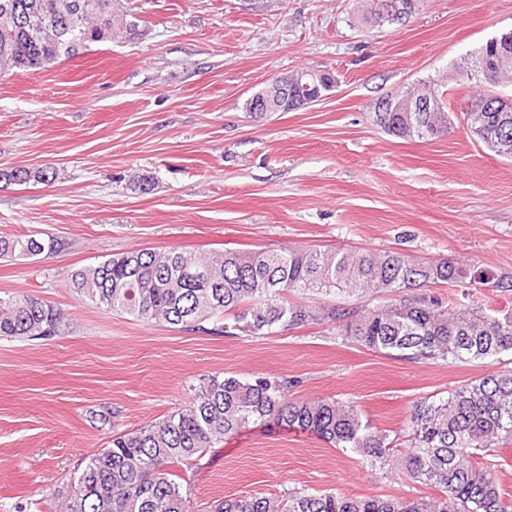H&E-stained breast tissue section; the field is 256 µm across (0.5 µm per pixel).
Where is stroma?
<instances>
[{"mask_svg": "<svg viewBox=\"0 0 512 512\" xmlns=\"http://www.w3.org/2000/svg\"><path fill=\"white\" fill-rule=\"evenodd\" d=\"M370 0H124L135 38L95 43L39 71L0 75V172L52 167V181H0V235L46 233L57 250L0 259V294L29 293L70 327L49 342L0 340V512H18L130 430L184 406L211 375L285 376L292 401L357 404L379 430L413 403L512 368V353L410 362L344 341L336 323L265 336L185 332L81 303L68 273L140 248L278 252L307 247L452 258L512 279V161L460 118L429 140L383 132L386 92L445 81L512 29V0H419L399 22L361 25ZM332 71L321 101L260 115L272 78ZM115 413L114 424L98 414ZM192 499L286 488L426 494L359 455L278 428L228 440L189 471Z\"/></svg>", "mask_w": 512, "mask_h": 512, "instance_id": "1", "label": "stroma"}]
</instances>
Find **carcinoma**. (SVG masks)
<instances>
[{"label":"carcinoma","instance_id":"carcinoma-1","mask_svg":"<svg viewBox=\"0 0 512 512\" xmlns=\"http://www.w3.org/2000/svg\"><path fill=\"white\" fill-rule=\"evenodd\" d=\"M391 0H373L364 20L388 22ZM121 0H0V73L38 70L76 56L93 43L136 34L122 19ZM509 39L485 42L473 52L495 60ZM438 112H386L376 125L397 137L437 138L448 133V88L435 83ZM470 132L497 156L512 160V102L501 112H465ZM44 181L26 169L0 173L5 184ZM53 239L36 234L0 236V258L51 254ZM486 286L499 292L512 281L490 282L451 258L418 261L399 251L292 249L279 253L225 249L131 250L74 269L67 285L84 304L114 314L205 331L224 319L226 336L269 335L327 319L341 336L370 350L411 361H475L512 352V313L493 315L478 304L450 306L423 292L432 284ZM319 302H291L285 292ZM357 297L363 305L336 303ZM69 327L58 308L30 294L0 295V339L48 342ZM283 377L211 376L192 399L136 429L115 431L107 445L86 457L79 475L52 489L44 512H194L183 467L202 460L224 440L250 427L310 433L341 451L356 453L374 472L436 491L434 496H347L291 488L276 493L216 499L204 512H512L500 485L496 445L512 440V369L483 375L438 399L413 404L397 437L362 419L357 406L336 398L293 402Z\"/></svg>","mask_w":512,"mask_h":512}]
</instances>
